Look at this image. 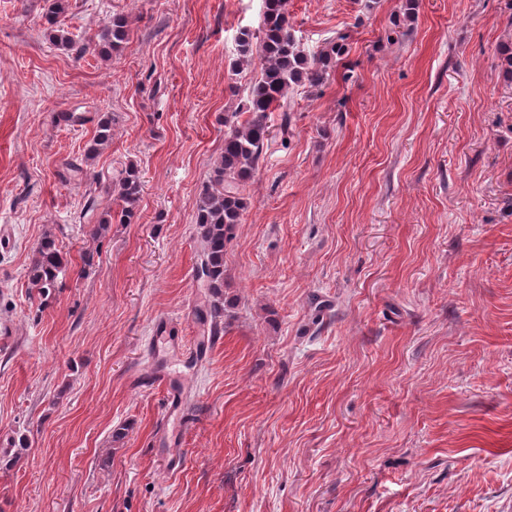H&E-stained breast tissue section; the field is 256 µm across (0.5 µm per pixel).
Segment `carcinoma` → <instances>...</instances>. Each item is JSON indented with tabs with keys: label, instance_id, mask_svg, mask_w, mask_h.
<instances>
[{
	"label": "carcinoma",
	"instance_id": "1",
	"mask_svg": "<svg viewBox=\"0 0 512 512\" xmlns=\"http://www.w3.org/2000/svg\"><path fill=\"white\" fill-rule=\"evenodd\" d=\"M65 9V0H50L45 34L52 43L72 49L75 43L71 33L57 21ZM128 35L127 18L115 16L102 28L95 47L118 51ZM342 40L341 36L320 53L310 54L292 32L287 0H264L261 35L243 30L237 37L239 61L257 64L258 72L248 87L241 110L224 113L223 153L195 202L201 241L197 267L202 269L201 280L209 288L206 322L213 335L223 329L224 251L249 205L244 184L263 159L270 136L268 117L278 107L287 111L285 100L291 90L298 87L317 90L325 84L336 66V59L346 52ZM111 125L109 118L99 122L89 153H95L99 146L108 142ZM109 192L115 193L119 201L118 222L131 223L141 192L138 169L133 165L127 167L112 183ZM68 265L67 254L58 248L53 238L45 237L33 252L31 287L42 297H50L61 284Z\"/></svg>",
	"mask_w": 512,
	"mask_h": 512
}]
</instances>
